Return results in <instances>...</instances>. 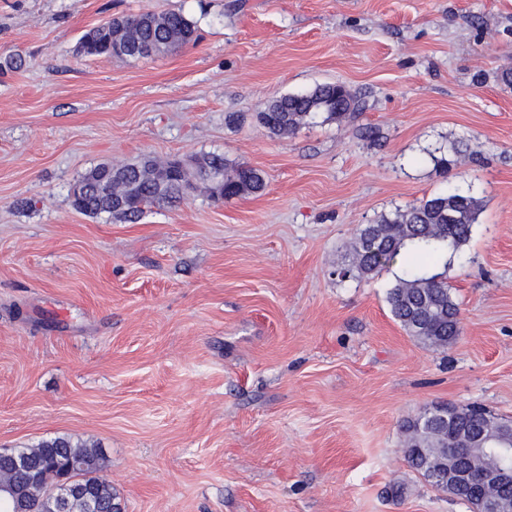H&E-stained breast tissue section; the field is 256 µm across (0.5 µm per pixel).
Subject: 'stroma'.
<instances>
[{"label":"stroma","mask_w":512,"mask_h":512,"mask_svg":"<svg viewBox=\"0 0 512 512\" xmlns=\"http://www.w3.org/2000/svg\"><path fill=\"white\" fill-rule=\"evenodd\" d=\"M148 10L198 40L81 52ZM509 70L512 0H0V447L99 444L121 512H470L408 467L400 425L475 401L512 420ZM323 83L362 112L259 122ZM202 154L264 192L134 223L70 204L99 163ZM451 186L482 208L443 350L393 319V273L336 271L357 225Z\"/></svg>","instance_id":"1"}]
</instances>
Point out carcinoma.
Listing matches in <instances>:
<instances>
[{
  "label": "carcinoma",
  "mask_w": 512,
  "mask_h": 512,
  "mask_svg": "<svg viewBox=\"0 0 512 512\" xmlns=\"http://www.w3.org/2000/svg\"><path fill=\"white\" fill-rule=\"evenodd\" d=\"M194 23L180 11H152L110 19L90 30L81 40L88 56L140 59L195 40ZM360 110V100L338 84H321L301 94L270 102L259 113L261 123L276 136L294 133L302 125L322 117L340 121ZM223 156L205 154L188 164L171 158L157 162L143 158L114 167L102 163L86 172L77 183L83 187L71 206L88 215L108 214L128 222L139 220L144 207L180 200L196 180L209 183L212 195L229 199L257 195L266 187L263 173L240 166L226 174ZM480 201L451 188L356 229L351 260L339 272L343 281L370 280L396 265L399 274L388 289L392 316L408 335L433 347L448 348L460 335V309L448 285L446 270L463 262L461 247L469 240ZM495 436L498 428L488 413L474 405L462 409L435 406L404 421V459L421 476L448 468V429L459 414ZM502 462L495 455L473 454L467 465L480 470ZM105 457L86 441L56 437L31 448L15 449V457L0 458V512L35 507L57 512L58 495L66 497L65 512H120L112 485L100 472ZM73 481L60 483L63 472Z\"/></svg>",
  "instance_id": "obj_1"
}]
</instances>
